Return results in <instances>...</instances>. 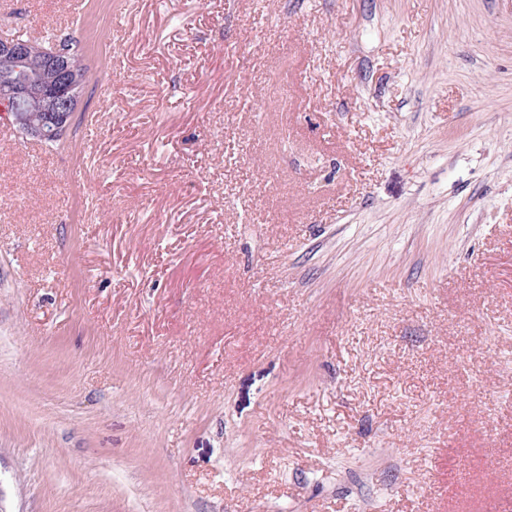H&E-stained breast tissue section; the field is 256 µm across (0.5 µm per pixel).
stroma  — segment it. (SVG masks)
<instances>
[{"label": "stroma", "mask_w": 512, "mask_h": 512, "mask_svg": "<svg viewBox=\"0 0 512 512\" xmlns=\"http://www.w3.org/2000/svg\"><path fill=\"white\" fill-rule=\"evenodd\" d=\"M78 40L0 139L5 512H512V0H0Z\"/></svg>", "instance_id": "obj_1"}]
</instances>
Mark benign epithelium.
<instances>
[{"label":"benign epithelium","mask_w":512,"mask_h":512,"mask_svg":"<svg viewBox=\"0 0 512 512\" xmlns=\"http://www.w3.org/2000/svg\"><path fill=\"white\" fill-rule=\"evenodd\" d=\"M81 91L82 78L64 52L28 41H0V110L25 135L43 141L64 133ZM33 97L44 112L41 122L28 110Z\"/></svg>","instance_id":"obj_1"}]
</instances>
